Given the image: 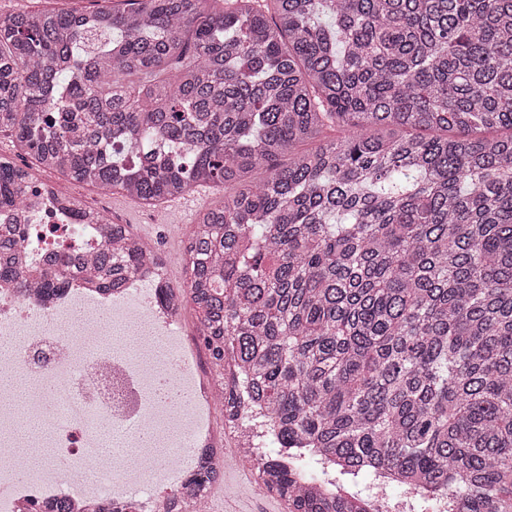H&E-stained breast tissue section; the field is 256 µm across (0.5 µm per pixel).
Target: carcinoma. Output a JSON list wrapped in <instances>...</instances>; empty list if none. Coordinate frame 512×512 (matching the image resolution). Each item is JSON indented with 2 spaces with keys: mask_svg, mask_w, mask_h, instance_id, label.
Instances as JSON below:
<instances>
[{
  "mask_svg": "<svg viewBox=\"0 0 512 512\" xmlns=\"http://www.w3.org/2000/svg\"><path fill=\"white\" fill-rule=\"evenodd\" d=\"M125 2L0 16V133L148 207L223 192L183 287L223 405L273 427L243 456L290 512H361L321 484L381 470L414 512H512V0ZM30 177L0 160L1 208ZM24 241L0 224V282L47 291L147 247L113 224L22 270Z\"/></svg>",
  "mask_w": 512,
  "mask_h": 512,
  "instance_id": "1",
  "label": "carcinoma"
}]
</instances>
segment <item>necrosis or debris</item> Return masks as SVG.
<instances>
[{
  "label": "necrosis or debris",
  "instance_id": "necrosis-or-debris-1",
  "mask_svg": "<svg viewBox=\"0 0 512 512\" xmlns=\"http://www.w3.org/2000/svg\"><path fill=\"white\" fill-rule=\"evenodd\" d=\"M0 223L26 225L24 258L32 266L47 251L94 252L102 235L38 178L26 208H0ZM168 282L163 264L109 291L89 287L75 271L47 299L18 281L0 288V338L11 344L0 355V378L21 374L36 391L20 419L10 410L15 387L0 381V512H44L60 501L69 512H115L128 501L136 512H181L194 463L223 461L215 389L196 373L197 348L183 333L179 307L159 298ZM25 419L49 428L70 469L30 473L12 451ZM103 426L136 449L135 467L98 450Z\"/></svg>",
  "mask_w": 512,
  "mask_h": 512
}]
</instances>
